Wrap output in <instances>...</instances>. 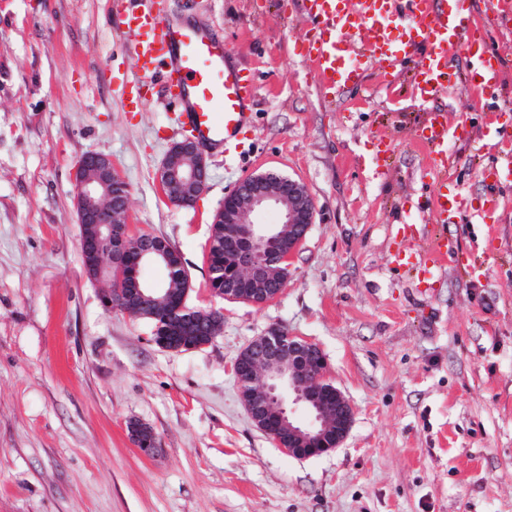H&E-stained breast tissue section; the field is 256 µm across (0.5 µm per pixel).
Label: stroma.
<instances>
[{
    "label": "stroma",
    "instance_id": "stroma-1",
    "mask_svg": "<svg viewBox=\"0 0 512 512\" xmlns=\"http://www.w3.org/2000/svg\"><path fill=\"white\" fill-rule=\"evenodd\" d=\"M295 2L159 0L166 17L223 33L255 92L245 135L205 149L208 187L181 208L156 174L186 134L162 86L130 102L139 72L113 0H0V512H512V182L481 176L512 153V28L491 34L494 95L467 88L466 71L438 95L471 130L448 147V189L468 209L445 225L452 257L428 277L391 260L400 225H422L420 258L433 229L416 72L321 89ZM88 152L126 181L131 232L183 256L188 306L222 314L209 346L160 349L147 320L104 307L74 208ZM268 168L316 206L288 285L263 305L213 296L212 215ZM493 203L497 222L483 224ZM272 328L325 354L354 408L341 447L294 458L252 423L233 364ZM132 419L153 429L154 453L131 444Z\"/></svg>",
    "mask_w": 512,
    "mask_h": 512
}]
</instances>
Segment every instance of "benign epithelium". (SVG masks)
<instances>
[{
    "instance_id": "1",
    "label": "benign epithelium",
    "mask_w": 512,
    "mask_h": 512,
    "mask_svg": "<svg viewBox=\"0 0 512 512\" xmlns=\"http://www.w3.org/2000/svg\"><path fill=\"white\" fill-rule=\"evenodd\" d=\"M208 165L199 144L185 139L173 144L158 169L157 180L169 200L181 207L193 206L208 184ZM74 206L81 224L80 248L86 259L85 273L113 281L122 292V271L148 261L167 258L171 246L152 234L129 236L123 225L129 209L128 186L112 157L85 154L77 164ZM275 207L281 223L288 225L283 238L276 224H261L252 216ZM314 200L300 181L265 171L243 179L216 210L212 223L228 225L233 240L235 277L260 284L236 295V284L224 289V299L260 305L282 294L291 275V261L315 223ZM134 299L142 308L153 306L162 289L133 280ZM234 372L240 398L257 428L288 455L318 456L338 448L354 419L350 400L328 379L321 348L307 340L272 329L252 341L238 356ZM309 420L296 418L297 411ZM138 447L156 444L151 427L129 422Z\"/></svg>"
}]
</instances>
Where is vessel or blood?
Returning <instances> with one entry per match:
<instances>
[{"label": "vessel or blood", "mask_w": 512, "mask_h": 512, "mask_svg": "<svg viewBox=\"0 0 512 512\" xmlns=\"http://www.w3.org/2000/svg\"><path fill=\"white\" fill-rule=\"evenodd\" d=\"M303 13L317 32L313 63L328 89L358 84L362 65L394 76L415 66L419 102L458 84L449 55L462 52L474 70L493 71L498 54L485 36L475 35L469 18L452 0H301ZM123 37L133 49L139 71L160 75L179 109L183 128L202 145L220 148L239 138L250 123L253 87L239 59L224 47L211 27L190 19L170 20L141 0H114ZM420 140L430 149L429 173L438 185L427 208L434 221H448L449 209H462V195L448 193V142L465 141L468 131L448 123L443 110L428 112ZM446 235L433 236L424 273L447 261Z\"/></svg>", "instance_id": "vessel-or-blood-1"}]
</instances>
